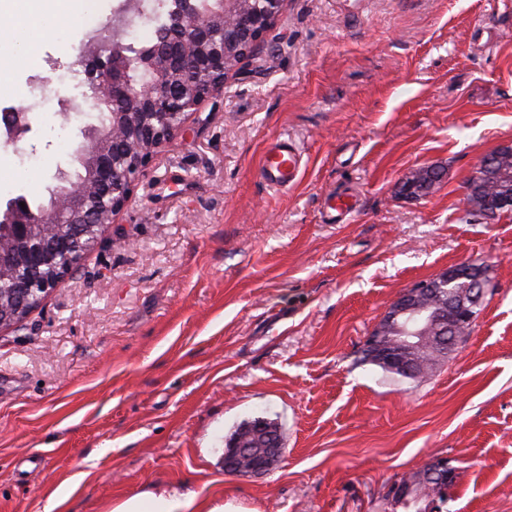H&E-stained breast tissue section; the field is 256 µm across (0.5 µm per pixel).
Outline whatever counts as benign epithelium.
<instances>
[{
  "label": "benign epithelium",
  "instance_id": "7a95c632",
  "mask_svg": "<svg viewBox=\"0 0 512 512\" xmlns=\"http://www.w3.org/2000/svg\"><path fill=\"white\" fill-rule=\"evenodd\" d=\"M287 0H175L161 21L151 17H128L126 26L155 27V42L142 55L140 65L152 80L135 85L123 62L118 43L99 35L86 46L83 61L92 64L88 86L98 92L94 107L127 103L124 121L140 143L137 152L122 154L87 125L83 136L94 141L93 159L86 166L85 180L98 193L100 204L78 193H68L67 207L54 197L66 192L69 174L58 171L51 200L38 210L21 207L14 200L0 210V223L9 224L10 249L0 250V267L18 265L26 276L0 285V330L23 321L51 292L58 290L85 253L93 248L105 228L126 206L136 182L154 156L180 131L186 119L236 72L232 59L243 61L275 26ZM50 265L55 276L41 275ZM462 271L461 266L442 271L403 291L398 300L406 312L415 311L413 299L435 288H446ZM475 304L465 300L435 309L429 323L454 332L474 321ZM419 332L405 330L400 348L389 360L404 364Z\"/></svg>",
  "mask_w": 512,
  "mask_h": 512
}]
</instances>
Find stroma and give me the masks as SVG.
<instances>
[{"label": "stroma", "mask_w": 512, "mask_h": 512, "mask_svg": "<svg viewBox=\"0 0 512 512\" xmlns=\"http://www.w3.org/2000/svg\"><path fill=\"white\" fill-rule=\"evenodd\" d=\"M0 99L31 113L0 139V206L47 201L74 171L94 110L81 96L84 23L0 38ZM54 81L23 88L33 65ZM67 79H58L61 71ZM303 148L288 189L259 164ZM512 145V0H288L221 93L152 160L79 268L0 332V512H111L138 493L194 492L248 512H405L392 489L453 468L442 512H512V213L469 215L467 182ZM443 177L399 191L414 169ZM353 213L329 222L326 198ZM487 268L469 336L419 383L362 363L415 282ZM264 417L270 471H225V442ZM303 152L288 137H280L262 157L260 177L270 186L288 188L294 186L302 173Z\"/></svg>", "instance_id": "stroma-1"}]
</instances>
